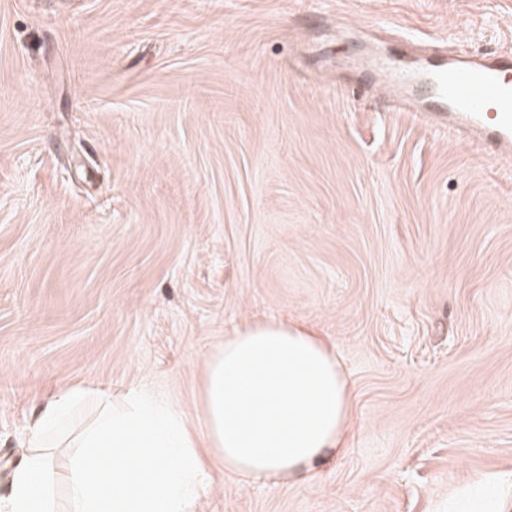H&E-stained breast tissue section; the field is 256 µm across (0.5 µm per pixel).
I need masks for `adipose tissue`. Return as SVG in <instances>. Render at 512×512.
Listing matches in <instances>:
<instances>
[{"instance_id":"ef3b65f1","label":"adipose tissue","mask_w":512,"mask_h":512,"mask_svg":"<svg viewBox=\"0 0 512 512\" xmlns=\"http://www.w3.org/2000/svg\"><path fill=\"white\" fill-rule=\"evenodd\" d=\"M90 396L72 388L44 408L0 512H58L61 483L67 512H193L211 465L296 480L327 451L347 447L348 381L327 344L295 322H248L225 335L206 364L201 430L144 392L102 398L58 478L46 449Z\"/></svg>"}]
</instances>
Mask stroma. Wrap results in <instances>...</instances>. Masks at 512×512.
<instances>
[{"instance_id":"obj_1","label":"stroma","mask_w":512,"mask_h":512,"mask_svg":"<svg viewBox=\"0 0 512 512\" xmlns=\"http://www.w3.org/2000/svg\"><path fill=\"white\" fill-rule=\"evenodd\" d=\"M450 39L512 49V0H0V501L58 394L199 425L275 319L335 349L349 446L195 512H512V157L379 96Z\"/></svg>"}]
</instances>
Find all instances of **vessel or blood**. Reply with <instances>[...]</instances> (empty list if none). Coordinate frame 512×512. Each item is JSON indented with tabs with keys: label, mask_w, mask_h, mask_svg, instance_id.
Segmentation results:
<instances>
[{
	"label": "vessel or blood",
	"mask_w": 512,
	"mask_h": 512,
	"mask_svg": "<svg viewBox=\"0 0 512 512\" xmlns=\"http://www.w3.org/2000/svg\"><path fill=\"white\" fill-rule=\"evenodd\" d=\"M511 68L508 52L476 57L452 50L444 65L421 78L394 69L397 91L387 105L396 111L414 107L413 87H430L436 104L428 108V116L438 118L463 141L508 155L512 153V82L502 74Z\"/></svg>",
	"instance_id": "1"
}]
</instances>
